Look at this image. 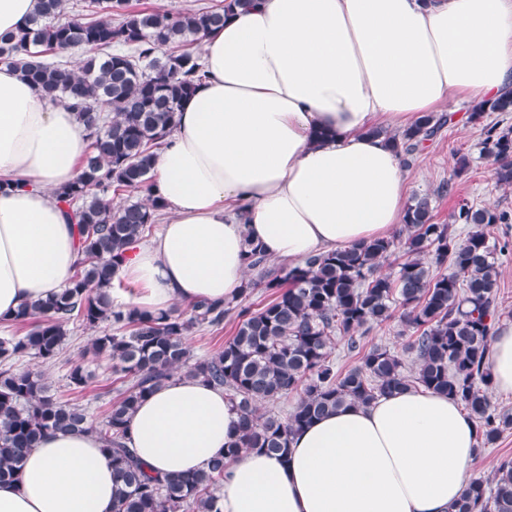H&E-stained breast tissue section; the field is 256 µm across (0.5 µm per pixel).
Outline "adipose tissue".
<instances>
[{
    "label": "adipose tissue",
    "mask_w": 512,
    "mask_h": 512,
    "mask_svg": "<svg viewBox=\"0 0 512 512\" xmlns=\"http://www.w3.org/2000/svg\"><path fill=\"white\" fill-rule=\"evenodd\" d=\"M206 76L153 166L167 214L115 269L156 315L237 297L248 246L291 266L389 236L408 173L387 133L448 101L512 91V0H256L202 33ZM88 140L0 62V326L65 288L78 228L55 196ZM494 388L512 393V325L492 339ZM222 388L182 376L153 391L128 434L146 469L204 468L238 434ZM476 424L451 397L408 390L343 407L297 433L287 459H226L220 512H447L470 483ZM122 482L96 435L47 434L0 512H111Z\"/></svg>",
    "instance_id": "ef3b65f1"
}]
</instances>
